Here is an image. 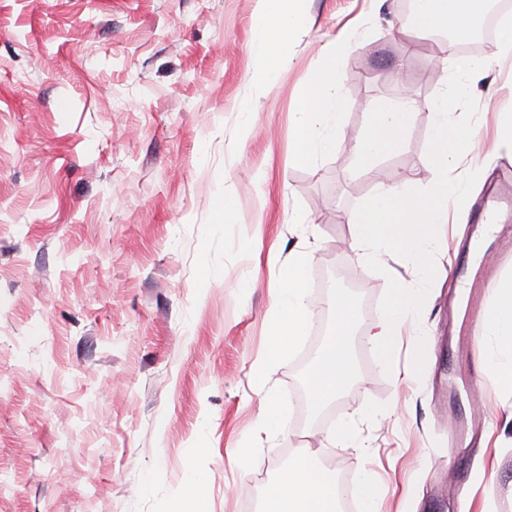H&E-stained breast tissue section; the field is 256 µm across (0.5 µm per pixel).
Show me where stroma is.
<instances>
[{
  "instance_id": "35a3bbf8",
  "label": "stroma",
  "mask_w": 512,
  "mask_h": 512,
  "mask_svg": "<svg viewBox=\"0 0 512 512\" xmlns=\"http://www.w3.org/2000/svg\"><path fill=\"white\" fill-rule=\"evenodd\" d=\"M347 21L344 134L303 163L295 116ZM256 24V0H0V512H258L299 455L350 486L369 472L409 484L407 512H512V390L483 367L460 295L484 282L489 306L512 255L493 240L474 261L478 225L449 231L420 316L430 358L403 384L367 333L416 270L396 254L361 263L345 221L392 174L415 195L434 180L431 112L360 165L349 145L369 112L404 86L426 102L463 88L450 119L484 130L512 109V60L475 82L437 68L443 35L404 20L402 0H305L287 62L261 83ZM299 251L310 317L268 383L272 434L253 425L250 371L270 281ZM335 288L356 306L358 376L316 411L301 379ZM351 414L370 453L327 439ZM189 486L196 498H178Z\"/></svg>"
}]
</instances>
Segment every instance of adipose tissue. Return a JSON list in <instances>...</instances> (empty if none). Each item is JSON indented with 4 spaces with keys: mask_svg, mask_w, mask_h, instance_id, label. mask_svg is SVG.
<instances>
[{
    "mask_svg": "<svg viewBox=\"0 0 512 512\" xmlns=\"http://www.w3.org/2000/svg\"><path fill=\"white\" fill-rule=\"evenodd\" d=\"M303 2L258 0V43L286 53L289 38L300 22ZM485 8L486 0H415L414 17L422 27L465 31ZM345 42V36H338V49ZM338 49L320 59L310 79L309 106L293 128L298 161L334 151L336 139L343 133L340 121L343 77ZM460 102V97L456 96L431 105L435 119L428 157L434 171L431 197L410 195L405 178L397 176L382 182L370 202L346 218L351 227V247L365 263H380L388 251L394 250L410 255L417 268L416 286L392 284L385 311L370 326L368 340L387 363L391 362L401 336L411 338L417 354H425L429 347L427 337L419 328L418 317L432 281L431 256L443 241L449 209L457 207L472 189L471 184L449 181L448 169L460 156L481 148L468 127L448 120ZM417 108V101L406 97L398 104L386 105L371 113L366 133L353 147L356 161L369 163L394 147L401 138L408 115ZM314 122L329 127V135L313 140L309 126ZM307 261L306 253H296L274 290L277 311L270 325L269 348L253 366L252 386L257 391H265L279 355L302 336L308 322L303 280ZM491 295L492 303L480 325L484 358L503 385L512 389V283L492 289ZM327 306L332 328L315 365L304 378L311 405L317 410L340 396L356 378L350 349L356 321L354 303L347 293L339 290L329 297ZM262 512H338L335 474L319 470L308 457H297L278 471L263 496Z\"/></svg>",
    "mask_w": 512,
    "mask_h": 512,
    "instance_id": "obj_1",
    "label": "adipose tissue"
}]
</instances>
